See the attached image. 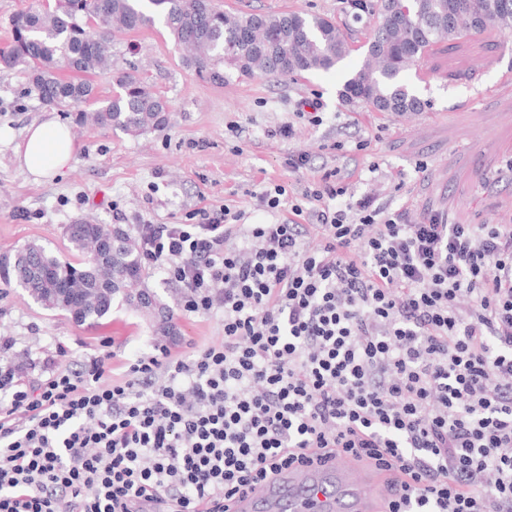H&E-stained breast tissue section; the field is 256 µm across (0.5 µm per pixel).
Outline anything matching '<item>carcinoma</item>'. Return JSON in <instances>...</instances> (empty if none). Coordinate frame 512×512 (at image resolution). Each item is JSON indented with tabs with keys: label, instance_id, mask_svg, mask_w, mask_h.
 I'll return each instance as SVG.
<instances>
[{
	"label": "carcinoma",
	"instance_id": "1",
	"mask_svg": "<svg viewBox=\"0 0 512 512\" xmlns=\"http://www.w3.org/2000/svg\"><path fill=\"white\" fill-rule=\"evenodd\" d=\"M350 7L377 19L367 59L348 78L342 95L380 112H419L424 103L402 75L439 42L455 43L489 30L512 31V0H350ZM92 16L95 27L78 14ZM160 17L188 52L198 76L224 81V69L240 75L288 77L329 71L348 55L343 32L319 15L299 12L230 13L214 0H57L54 10L26 8L11 19L12 41L0 50V73L27 71L42 103L68 108L77 122L137 136L167 122L169 107L132 71L113 72L120 92L91 112L81 105L94 97L92 77L112 72L118 35L148 27ZM111 235L104 224L80 221L68 227L78 250ZM119 244L101 273L77 267L44 246L28 243L1 254L11 282L45 309L71 312L58 298L64 286L84 288L94 300L83 305L79 323L94 325L112 312L118 296L132 303L143 292L139 242L117 231Z\"/></svg>",
	"mask_w": 512,
	"mask_h": 512
}]
</instances>
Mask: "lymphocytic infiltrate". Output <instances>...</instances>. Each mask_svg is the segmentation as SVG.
Returning <instances> with one entry per match:
<instances>
[{"mask_svg": "<svg viewBox=\"0 0 512 512\" xmlns=\"http://www.w3.org/2000/svg\"><path fill=\"white\" fill-rule=\"evenodd\" d=\"M323 175L281 224H145L142 264L224 340L0 366V512H169L342 453L389 474L384 512H512V214L410 221ZM316 232L319 243L305 238Z\"/></svg>", "mask_w": 512, "mask_h": 512, "instance_id": "obj_1", "label": "lymphocytic infiltrate"}]
</instances>
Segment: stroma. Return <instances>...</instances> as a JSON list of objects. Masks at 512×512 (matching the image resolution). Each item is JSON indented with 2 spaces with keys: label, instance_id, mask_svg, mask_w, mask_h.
Masks as SVG:
<instances>
[{
  "label": "stroma",
  "instance_id": "35a3bbf8",
  "mask_svg": "<svg viewBox=\"0 0 512 512\" xmlns=\"http://www.w3.org/2000/svg\"><path fill=\"white\" fill-rule=\"evenodd\" d=\"M233 13L299 11L331 19L349 53L335 70L271 79L229 70L223 84L199 79L163 22L126 34L112 66L138 69L168 103L164 127L132 137L78 124L74 113L40 103L24 73L0 76V253L35 242L78 262L65 227L89 221L138 234L143 224H199L204 211L229 208L245 224H278L292 201L326 173L347 175L355 195H370L388 210L421 220L434 206L461 224H491L512 213V33L490 31L454 45L440 44L403 75L426 103L398 116L342 96L375 27L354 15L348 0H215ZM317 102L320 120L298 117L302 100ZM66 123L77 151L57 177L35 181L14 156L32 124ZM305 157L303 167L290 162ZM286 193L271 210L259 195L273 185ZM156 307L142 310L114 300L100 324L35 303L0 281V362L35 384L59 363L57 347L82 361L109 347L113 382L129 363L156 346L172 355L224 339V315L191 313L184 290L160 269L144 282ZM170 316L173 335L159 329Z\"/></svg>",
  "mask_w": 512,
  "mask_h": 512
}]
</instances>
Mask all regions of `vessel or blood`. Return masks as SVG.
<instances>
[{"instance_id": "vessel-or-blood-1", "label": "vessel or blood", "mask_w": 512, "mask_h": 512, "mask_svg": "<svg viewBox=\"0 0 512 512\" xmlns=\"http://www.w3.org/2000/svg\"><path fill=\"white\" fill-rule=\"evenodd\" d=\"M230 512H376L373 491L359 468L339 455L280 472L238 493Z\"/></svg>"}]
</instances>
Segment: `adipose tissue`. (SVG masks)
Returning <instances> with one entry per match:
<instances>
[{"mask_svg":"<svg viewBox=\"0 0 512 512\" xmlns=\"http://www.w3.org/2000/svg\"><path fill=\"white\" fill-rule=\"evenodd\" d=\"M75 151L69 126L51 118L28 128L24 140L15 148V156L21 167L39 180L61 173Z\"/></svg>","mask_w":512,"mask_h":512,"instance_id":"obj_1","label":"adipose tissue"}]
</instances>
